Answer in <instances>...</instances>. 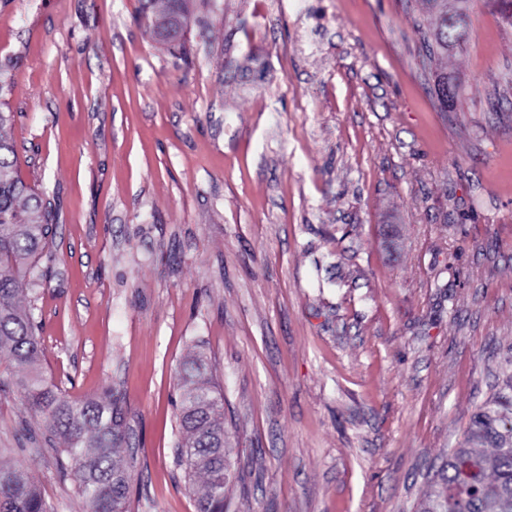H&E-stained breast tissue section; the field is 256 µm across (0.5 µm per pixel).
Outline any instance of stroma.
<instances>
[{
  "label": "stroma",
  "mask_w": 512,
  "mask_h": 512,
  "mask_svg": "<svg viewBox=\"0 0 512 512\" xmlns=\"http://www.w3.org/2000/svg\"><path fill=\"white\" fill-rule=\"evenodd\" d=\"M0 0L18 173L58 213L20 304L45 376L113 390L127 512H196L179 368L203 353L227 512H420L512 383V0L428 54L421 0ZM458 84L448 111L438 74ZM19 396L0 464L87 512ZM165 20L157 29V36L166 42L176 41L186 24V0H163Z\"/></svg>",
  "instance_id": "obj_1"
}]
</instances>
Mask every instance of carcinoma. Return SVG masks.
Segmentation results:
<instances>
[{
  "label": "carcinoma",
  "instance_id": "obj_1",
  "mask_svg": "<svg viewBox=\"0 0 512 512\" xmlns=\"http://www.w3.org/2000/svg\"><path fill=\"white\" fill-rule=\"evenodd\" d=\"M165 20L157 36L176 41L186 24V0H163ZM435 16L426 39L428 52H448L462 42L468 0H423ZM456 87L439 78L437 98L448 109ZM16 149L0 134V355L15 367L0 380L1 392H15L43 427L60 436V453L79 478L88 512H124L134 452L118 451L128 437L120 397L110 391L97 399L73 400L44 377L41 341L31 313L17 302L39 259L49 249L52 212L43 198L16 174ZM179 422L184 438L178 463L188 481L201 475L195 491L197 512H224V489L232 462L224 456V403L211 385L203 355L188 357L180 370ZM512 407L497 398L474 418L467 443L493 444L491 454L474 448H452L440 474V487L429 493L422 512H512V421L496 407ZM0 512H54L21 465H0Z\"/></svg>",
  "mask_w": 512,
  "mask_h": 512
}]
</instances>
